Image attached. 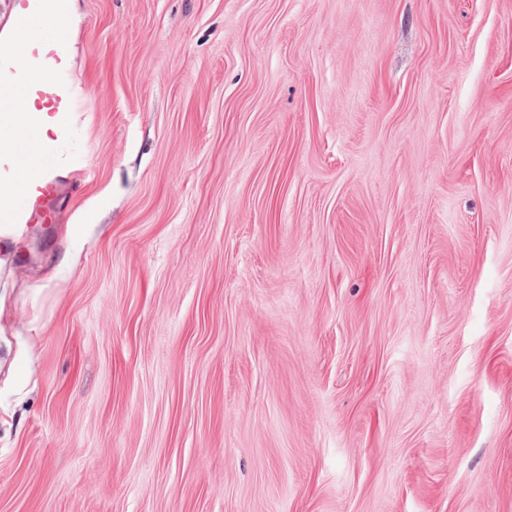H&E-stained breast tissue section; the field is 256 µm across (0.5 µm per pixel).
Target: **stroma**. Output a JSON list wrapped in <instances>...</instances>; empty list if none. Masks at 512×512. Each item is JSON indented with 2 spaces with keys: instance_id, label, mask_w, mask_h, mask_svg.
I'll return each mask as SVG.
<instances>
[{
  "instance_id": "1",
  "label": "stroma",
  "mask_w": 512,
  "mask_h": 512,
  "mask_svg": "<svg viewBox=\"0 0 512 512\" xmlns=\"http://www.w3.org/2000/svg\"><path fill=\"white\" fill-rule=\"evenodd\" d=\"M78 13L0 512H512V0Z\"/></svg>"
}]
</instances>
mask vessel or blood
Wrapping results in <instances>:
<instances>
[{
  "mask_svg": "<svg viewBox=\"0 0 512 512\" xmlns=\"http://www.w3.org/2000/svg\"><path fill=\"white\" fill-rule=\"evenodd\" d=\"M16 3L13 32L25 52L26 62L18 68L0 67V96L14 99L23 111L31 113L25 143L39 147L51 160L68 137L69 117L77 111L84 90L71 79L60 23L51 13H33L29 0H16ZM41 112L60 119L46 143L39 140L37 115ZM4 186L35 201L53 191L46 166H25L19 156H0V188Z\"/></svg>",
  "mask_w": 512,
  "mask_h": 512,
  "instance_id": "vessel-or-blood-1",
  "label": "vessel or blood"
}]
</instances>
